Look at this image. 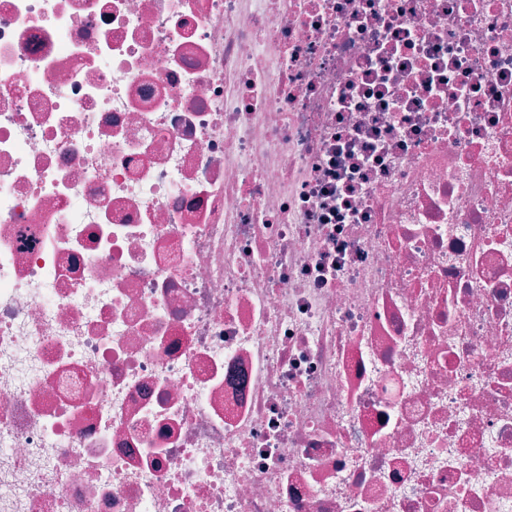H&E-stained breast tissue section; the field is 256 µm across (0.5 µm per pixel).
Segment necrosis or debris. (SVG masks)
I'll list each match as a JSON object with an SVG mask.
<instances>
[{"label":"necrosis or debris","instance_id":"4bbe7bcc","mask_svg":"<svg viewBox=\"0 0 512 512\" xmlns=\"http://www.w3.org/2000/svg\"><path fill=\"white\" fill-rule=\"evenodd\" d=\"M333 2L0 0V512H512V0H386L479 91L357 224ZM345 139L346 137L341 132L336 133V153L329 156V167L336 168L337 179L343 181L341 187L336 184V224H357L360 219L359 215L350 211L347 207L342 192L344 187H347L349 183L355 181L361 175V168L347 167L354 156L349 152H344L348 147ZM340 170L341 172H339Z\"/></svg>","mask_w":512,"mask_h":512}]
</instances>
